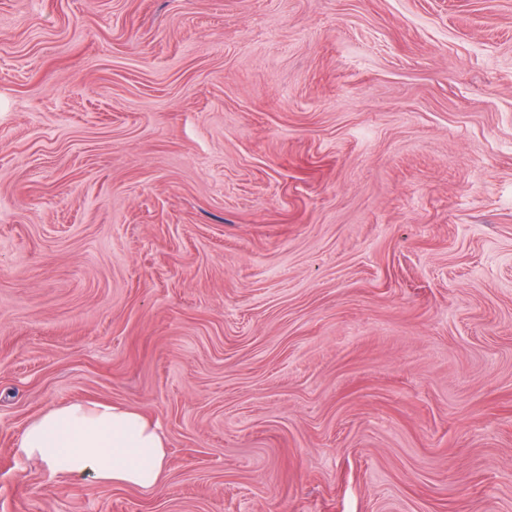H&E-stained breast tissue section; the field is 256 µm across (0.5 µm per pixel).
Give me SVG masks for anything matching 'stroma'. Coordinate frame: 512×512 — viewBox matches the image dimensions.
<instances>
[{
    "label": "stroma",
    "mask_w": 512,
    "mask_h": 512,
    "mask_svg": "<svg viewBox=\"0 0 512 512\" xmlns=\"http://www.w3.org/2000/svg\"><path fill=\"white\" fill-rule=\"evenodd\" d=\"M0 512H512V0H0ZM15 452L40 463L64 488L89 479L146 492L163 482L167 456L159 423L129 406L80 400L28 421Z\"/></svg>",
    "instance_id": "stroma-1"
}]
</instances>
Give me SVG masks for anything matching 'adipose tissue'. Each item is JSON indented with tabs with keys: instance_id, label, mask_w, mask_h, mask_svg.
Returning <instances> with one entry per match:
<instances>
[{
	"instance_id": "1",
	"label": "adipose tissue",
	"mask_w": 512,
	"mask_h": 512,
	"mask_svg": "<svg viewBox=\"0 0 512 512\" xmlns=\"http://www.w3.org/2000/svg\"><path fill=\"white\" fill-rule=\"evenodd\" d=\"M15 451L40 463L64 488L90 480L146 492L163 482L167 456L160 424L137 409L80 400L28 421Z\"/></svg>"
}]
</instances>
